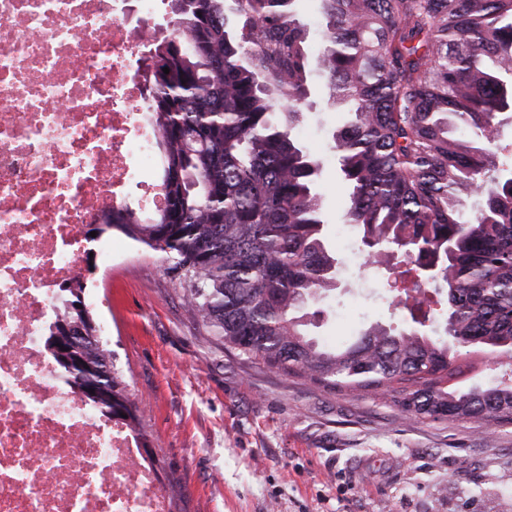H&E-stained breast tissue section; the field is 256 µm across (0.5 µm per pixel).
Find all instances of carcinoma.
<instances>
[{
    "mask_svg": "<svg viewBox=\"0 0 512 512\" xmlns=\"http://www.w3.org/2000/svg\"><path fill=\"white\" fill-rule=\"evenodd\" d=\"M174 32L144 60L160 133L165 206H120L86 225L173 262L191 313L233 349L316 389L383 396L417 420L512 422V376L472 384L486 352L512 353V166L484 142L512 112V0H177ZM169 68L164 73L163 68ZM348 106L332 134L347 222L401 290L410 329L371 324L321 341L306 306L337 288L320 165L294 133L314 78ZM482 187L465 216L460 197ZM97 235L92 237L90 232ZM44 346L65 382L109 420L136 423L121 376L70 285ZM445 323L435 338L421 331ZM100 385L92 394L89 381Z\"/></svg>",
    "mask_w": 512,
    "mask_h": 512,
    "instance_id": "carcinoma-1",
    "label": "carcinoma"
}]
</instances>
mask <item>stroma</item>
I'll list each match as a JSON object with an SVG mask.
<instances>
[{
	"label": "stroma",
	"mask_w": 512,
	"mask_h": 512,
	"mask_svg": "<svg viewBox=\"0 0 512 512\" xmlns=\"http://www.w3.org/2000/svg\"><path fill=\"white\" fill-rule=\"evenodd\" d=\"M326 79L297 125L322 169L328 240H359L330 150ZM85 290L147 436L173 512H512V424L419 421L390 403L322 393L225 349L188 310L162 252L122 234ZM340 292L315 333L349 342L375 321L405 326L365 251L343 254Z\"/></svg>",
	"instance_id": "obj_1"
}]
</instances>
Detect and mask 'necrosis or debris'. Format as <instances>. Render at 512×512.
I'll list each match as a JSON object with an SVG mask.
<instances>
[{"instance_id":"necrosis-or-debris-1","label":"necrosis or debris","mask_w":512,"mask_h":512,"mask_svg":"<svg viewBox=\"0 0 512 512\" xmlns=\"http://www.w3.org/2000/svg\"><path fill=\"white\" fill-rule=\"evenodd\" d=\"M157 0H0V512H170L135 433L57 383L43 345L84 227L155 182L142 60Z\"/></svg>"}]
</instances>
